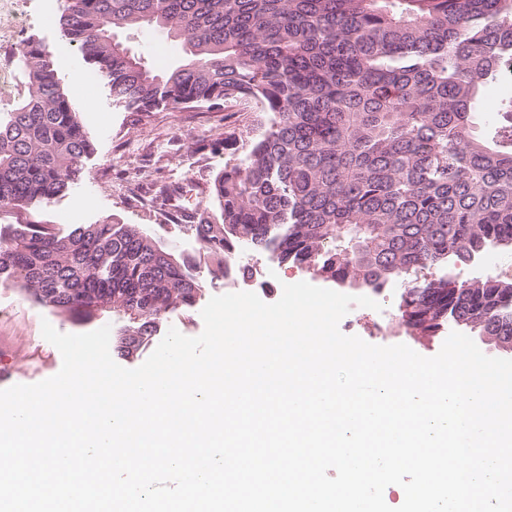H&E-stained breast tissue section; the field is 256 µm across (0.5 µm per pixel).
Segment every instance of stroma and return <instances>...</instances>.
Masks as SVG:
<instances>
[{"mask_svg": "<svg viewBox=\"0 0 512 512\" xmlns=\"http://www.w3.org/2000/svg\"><path fill=\"white\" fill-rule=\"evenodd\" d=\"M118 37L133 53L160 70L186 57L180 39L158 30L122 31ZM31 38L52 48L54 67L94 150L84 158L83 173L68 191L25 213L0 209V224H48L62 235L80 225L106 220L134 224L154 233L164 245L192 256L198 277L208 279V264L199 253L198 243L190 235L166 228L165 217L147 205L146 193L172 183L182 186L183 204L209 205L208 185L226 160L224 151L214 147L223 139L225 125L251 129L264 121V113L239 104L227 109L168 110L138 118L113 103L108 85L96 78L91 66L62 37L57 19L42 17L38 9H31L30 21L17 40L0 42V57L19 53ZM236 263L248 267V278L232 274L210 286L208 296L239 292L251 282L257 285L261 300L273 303L280 299L283 284L311 279L305 270L280 264L270 253L249 247L240 251ZM417 277L511 281L512 251L501 249L494 257L483 256L468 265L422 270ZM404 289L401 282L388 286L377 297L380 310L352 308L339 324L341 332L373 345L402 343L420 355H436L444 336H411L400 323L398 304ZM45 321L65 334L87 333L106 325L116 329L121 324L112 313L89 323L77 322L67 314L41 307L16 288L0 284V372H7V385L33 384L60 371V352L42 336L41 324Z\"/></svg>", "mask_w": 512, "mask_h": 512, "instance_id": "stroma-1", "label": "stroma"}]
</instances>
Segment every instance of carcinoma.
I'll return each mask as SVG.
<instances>
[{"instance_id":"cac0c4a2","label":"carcinoma","mask_w":512,"mask_h":512,"mask_svg":"<svg viewBox=\"0 0 512 512\" xmlns=\"http://www.w3.org/2000/svg\"><path fill=\"white\" fill-rule=\"evenodd\" d=\"M62 36L138 115L249 101L268 120L225 127L213 206L154 195L224 278L243 245L338 286L405 281L512 248V97L490 140L473 108L512 63V0H68ZM157 29L190 60L158 71L116 37ZM28 96L0 118V208L66 192L93 142L52 51L31 39L16 59ZM0 282L44 308L91 322L122 314L117 349L149 345L166 315L203 295L190 261L132 224L0 225ZM406 330L451 327L512 351V282L433 279L407 286Z\"/></svg>"}]
</instances>
